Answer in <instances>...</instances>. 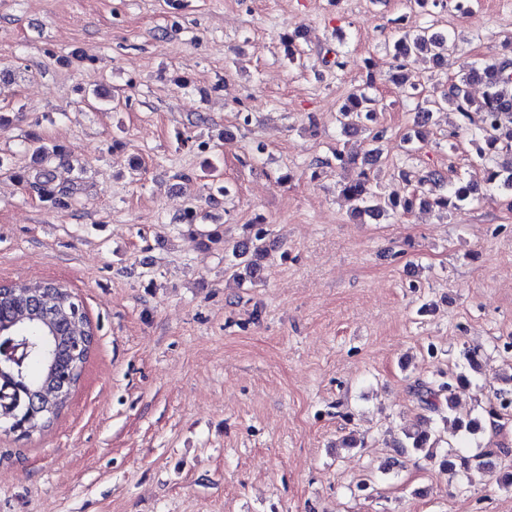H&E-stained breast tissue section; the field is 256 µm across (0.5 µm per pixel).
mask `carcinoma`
<instances>
[{
	"mask_svg": "<svg viewBox=\"0 0 512 512\" xmlns=\"http://www.w3.org/2000/svg\"><path fill=\"white\" fill-rule=\"evenodd\" d=\"M394 49L398 65L392 82L401 87L406 83L404 70L409 61L422 58L436 66L446 65L457 55V40L429 25L403 33L395 41ZM475 82L485 87L480 100L472 97L469 90V85ZM404 93L424 98L423 113L449 108L468 121L477 120L476 128L471 131V142L480 159H489L484 165L486 188L491 190L501 185L512 188V160L506 165L497 161L503 154L512 156L511 59L463 64L457 80L438 97L423 96L415 84ZM375 103L365 90L357 89L346 97L336 121L345 131L358 128L368 131L372 142L377 143L382 139V131L371 127ZM25 152L30 155V164L16 172L18 181L36 189L41 201L51 208L68 206L61 198H72L73 188L56 186L55 170L51 166L54 160L64 158L67 148L61 144L48 145L41 136L31 133L25 141ZM372 183L373 178L364 168L355 178L340 184L341 195L357 203L355 211L360 217L405 215L417 205L457 213L466 204L481 200L477 185L462 179L447 184L433 174L419 179L418 187L402 201L382 197L373 190ZM265 235L266 231L260 227L251 236L253 259L236 274L238 280L251 284L263 282L267 256ZM92 336L94 331L82 302L65 284L50 280L37 288L23 283L0 286V346L11 339L29 344V356L23 366L0 362V424L6 431L17 430L26 436L50 426L68 402L60 388L79 380ZM465 359L466 370L451 374L448 381L419 385L418 401L439 415L452 409L457 394L472 384V373L479 369L476 353L466 354ZM511 395L512 388L496 390L482 417L466 422L457 419L455 430L474 434L487 421L497 423L499 412L505 409L504 400ZM440 442L439 436L413 429L404 432L397 447L402 454L423 452L427 458L439 460L452 474L468 471L473 462L486 466L482 455L467 457L451 445L444 453L437 454Z\"/></svg>",
	"mask_w": 512,
	"mask_h": 512,
	"instance_id": "obj_1",
	"label": "carcinoma"
}]
</instances>
